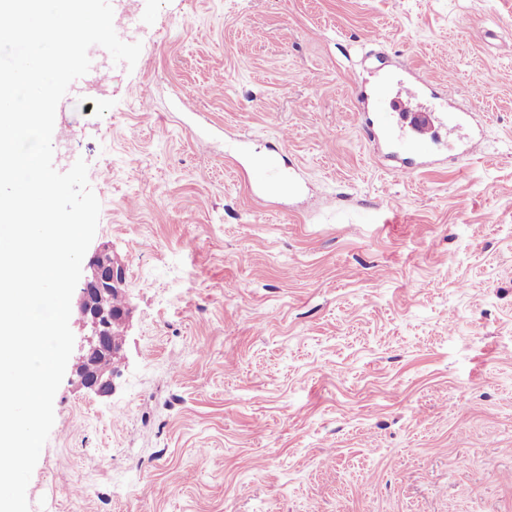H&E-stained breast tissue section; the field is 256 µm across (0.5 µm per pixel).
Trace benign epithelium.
<instances>
[{"label":"benign epithelium","mask_w":512,"mask_h":512,"mask_svg":"<svg viewBox=\"0 0 512 512\" xmlns=\"http://www.w3.org/2000/svg\"><path fill=\"white\" fill-rule=\"evenodd\" d=\"M126 289V265L108 247L99 248L89 258L79 288L80 320L82 326L90 328L91 334L81 344L75 365L79 385L96 394L115 390L110 356L123 353L125 339L112 340L109 323L117 318L123 326H128L133 307L127 302L121 310L114 311L109 300L112 294H124Z\"/></svg>","instance_id":"obj_1"}]
</instances>
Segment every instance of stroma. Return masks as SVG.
<instances>
[{
    "instance_id": "stroma-1",
    "label": "stroma",
    "mask_w": 512,
    "mask_h": 512,
    "mask_svg": "<svg viewBox=\"0 0 512 512\" xmlns=\"http://www.w3.org/2000/svg\"><path fill=\"white\" fill-rule=\"evenodd\" d=\"M113 8L142 52L62 98L53 164L133 314L111 395L66 371L29 512H512V0ZM407 70L482 154L392 172L355 84ZM282 135L300 190L259 194Z\"/></svg>"
}]
</instances>
